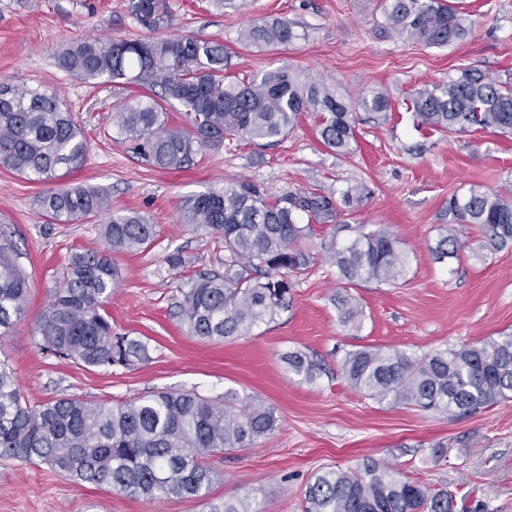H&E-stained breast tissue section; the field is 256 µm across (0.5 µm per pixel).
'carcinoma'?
<instances>
[{"instance_id":"carcinoma-1","label":"carcinoma","mask_w":512,"mask_h":512,"mask_svg":"<svg viewBox=\"0 0 512 512\" xmlns=\"http://www.w3.org/2000/svg\"><path fill=\"white\" fill-rule=\"evenodd\" d=\"M129 16L150 33L145 39L82 38L60 52V69L89 83L106 78L122 95L143 89L116 113L117 124L145 164L181 170L226 140L282 139L312 112L321 142L338 154L355 142L352 105L336 88L284 65L247 80L228 79L233 56L224 44L193 35L163 39L171 25L169 0H126ZM383 30L432 47L461 43L471 23L449 0H381ZM302 38L296 23L273 18L242 30L248 46H288ZM178 104L186 123L167 126L165 105ZM416 121L438 130L512 133V82L463 68L411 99ZM381 114L389 98L373 91L359 101ZM88 144L71 112L54 94L0 80V166L33 181L53 182L59 171L81 168ZM42 214L70 223L106 213L105 247L71 257L62 287L43 312L42 347L87 366L111 367L149 360L146 342L116 334L104 303L118 270L110 253L147 248L154 225L136 212H111L107 195L93 188L49 189L38 198ZM339 214L337 201L315 191L268 196L236 180L191 199L183 223L211 229L224 243V272H204L183 294L179 316L188 332L206 340L243 336L288 310L294 282L314 265L304 242L315 226ZM453 223L435 247L437 259L458 258L466 244L461 224H477L480 248L512 246V197L472 186L448 201ZM354 233L329 246V259L349 284L396 282L407 256L386 228L338 225ZM22 252L7 224L0 225V336L21 321L28 295ZM340 321L361 325L357 300L339 299ZM288 369L311 383L322 364L303 351L286 356ZM343 371L353 387L379 402L417 406L449 416L473 414L512 398V335L421 358L397 348L365 347L346 354ZM277 426L273 408L234 391L209 398L191 391L160 392L107 405L76 398L32 405L13 369L0 361V459L42 464L75 482L109 485L147 499L199 497L212 471L201 462L228 448H243ZM454 495L404 480L393 467L366 461L355 469H329L309 482L303 512H454Z\"/></svg>"}]
</instances>
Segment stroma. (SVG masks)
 Here are the masks:
<instances>
[{"instance_id":"obj_1","label":"stroma","mask_w":512,"mask_h":512,"mask_svg":"<svg viewBox=\"0 0 512 512\" xmlns=\"http://www.w3.org/2000/svg\"><path fill=\"white\" fill-rule=\"evenodd\" d=\"M473 22L462 43L431 47L385 36L380 0H248L240 10L209 0H170L165 37L191 34L231 48L235 71L250 76L286 65L336 87L346 97L383 91L385 118L356 113L350 153L327 149L316 118L302 117L276 144L227 141L193 165L164 171L141 163L120 133L122 101L58 68L57 53L87 36L136 39L142 31L125 0H0V79L56 94L89 144L82 168L57 186L105 191L116 212L135 211L154 224L146 249L116 253L117 283L105 304L113 332L146 342L150 359L130 366L91 367L44 350L38 327L74 254L103 249L106 215L72 223L42 216L37 199L48 186L0 166V224L11 225L23 254L30 293L12 335L0 338V360L13 368L25 399L122 403L161 391L218 397L233 390L273 407L274 433L246 448L207 457L214 471L201 497L148 500L106 485L77 483L44 465L0 459V512H210L244 498L253 512H302L303 491L318 471L371 459L411 481L448 488L454 512H512V400L461 417L387 404L351 386L342 364L367 346L415 357L512 334V248L479 249L478 226L463 228L460 258L437 262L433 250L452 218L448 200L471 186L512 187V135L418 126L414 93L472 68L512 81V0H454ZM286 17L306 36L288 47L241 44L251 22ZM247 179L267 194L314 190L340 196L363 183L369 195L340 221L389 228L408 254L404 280L346 288L325 251L334 225L318 226L308 246L315 266L293 288L292 305L274 321L231 341L191 336L178 312L193 277L223 270L224 246L210 229L182 221L186 200ZM184 264L172 268L170 254ZM351 291L364 315L359 329L339 320L336 298ZM317 357L315 382L288 370L286 353Z\"/></svg>"}]
</instances>
